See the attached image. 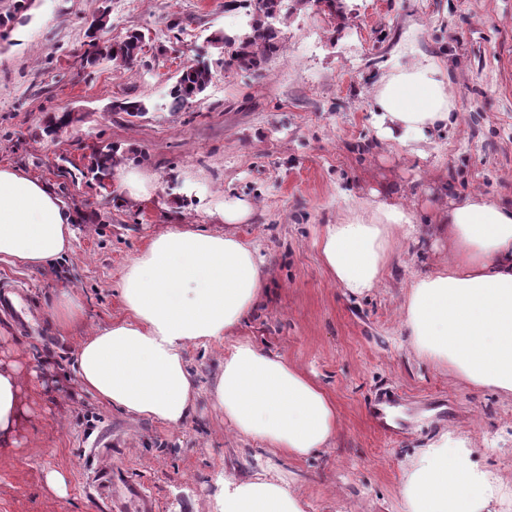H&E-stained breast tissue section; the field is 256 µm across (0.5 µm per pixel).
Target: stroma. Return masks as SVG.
Here are the masks:
<instances>
[{"mask_svg":"<svg viewBox=\"0 0 512 512\" xmlns=\"http://www.w3.org/2000/svg\"><path fill=\"white\" fill-rule=\"evenodd\" d=\"M109 12L112 40L145 32L129 71L83 67L88 24ZM226 0H30L0 27V166L48 183L76 219L64 263L42 270L0 262V352L34 368L17 434L0 443V512H106L85 479L109 464L138 482L156 512H212L225 477L260 473L256 442L237 436L209 397L229 340L189 346L196 409L171 427L102 404L81 388L77 347L125 314L118 284L155 234L170 225L224 230L227 202L253 205L234 232L264 259L266 288L240 334L297 364L333 398L330 448L280 467L304 512H404L422 448L443 433L466 437L479 468L501 476L492 512H512V400L471 387L409 345L402 304L415 277L448 261V241L426 226L451 202L484 194L512 204V0H345L316 4L282 28L285 50L263 70L224 66L210 38L241 25ZM442 63L454 103L448 127L421 154L401 151L374 126L379 79L399 64ZM207 61L199 101L171 111L183 65ZM140 97V117L113 111ZM72 122L49 136L50 116ZM112 146L124 170L144 173L147 195L85 177L94 148ZM400 203L420 224L403 239L381 283L352 298L323 268L315 240L371 195ZM71 290L84 319L58 336L50 303ZM395 433L368 414L382 395ZM65 475L58 494L49 472Z\"/></svg>","mask_w":512,"mask_h":512,"instance_id":"stroma-1","label":"stroma"}]
</instances>
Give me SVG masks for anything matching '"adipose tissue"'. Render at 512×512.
Masks as SVG:
<instances>
[{
  "label": "adipose tissue",
  "instance_id": "ef3b65f1",
  "mask_svg": "<svg viewBox=\"0 0 512 512\" xmlns=\"http://www.w3.org/2000/svg\"><path fill=\"white\" fill-rule=\"evenodd\" d=\"M441 64L396 66L375 94L379 135L414 152L451 118ZM367 218L326 225L316 246L347 295L382 281L398 238L415 229L403 206L363 201ZM74 218L50 187L0 167V261L46 268L72 250ZM448 262L417 277L402 306L413 348L467 383L512 396V206L478 194L437 217ZM265 286L256 248L230 231L170 227L154 235L126 268V311L85 337L75 355L83 390L112 408L171 427L185 423L199 390L188 346L234 336ZM23 371L0 365V435L22 411ZM225 422L243 437L302 459L330 447L339 417L331 396L284 356L236 339L212 393ZM465 442L443 436L421 451L408 481L405 512H490L492 473L476 467ZM215 512H303L277 469L225 479Z\"/></svg>",
  "mask_w": 512,
  "mask_h": 512
}]
</instances>
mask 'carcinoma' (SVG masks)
Returning <instances> with one entry per match:
<instances>
[{
  "label": "carcinoma",
  "mask_w": 512,
  "mask_h": 512,
  "mask_svg": "<svg viewBox=\"0 0 512 512\" xmlns=\"http://www.w3.org/2000/svg\"><path fill=\"white\" fill-rule=\"evenodd\" d=\"M249 7L248 20L237 32L216 35L212 43L228 54L225 65L258 71L269 58L283 51L279 26L286 24L289 12L285 0H250ZM145 47V33L132 29L121 40L109 46L95 47L93 52L85 56V66L94 67L107 60L119 70H128L141 60ZM211 80L212 71L208 65L197 62L184 66L176 83L169 90L170 109L179 111L197 99ZM113 109L135 117L147 112L148 106L143 99L125 98L113 104ZM117 164L118 159L112 148L98 150L92 167L94 178L100 183L111 179L113 168Z\"/></svg>",
  "instance_id": "cac0c4a2"
}]
</instances>
